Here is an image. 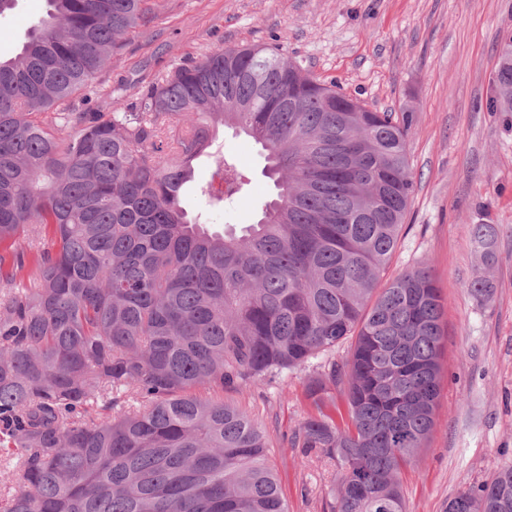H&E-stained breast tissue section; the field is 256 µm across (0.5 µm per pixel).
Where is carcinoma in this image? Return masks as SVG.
Masks as SVG:
<instances>
[{"instance_id":"1","label":"carcinoma","mask_w":512,"mask_h":512,"mask_svg":"<svg viewBox=\"0 0 512 512\" xmlns=\"http://www.w3.org/2000/svg\"><path fill=\"white\" fill-rule=\"evenodd\" d=\"M47 2L0 53V508L288 512L266 429L224 389L348 341L307 379L293 447L339 469L327 512H405L444 340L428 267L379 287L414 191L412 113L259 45L178 64L129 108L76 112L148 0ZM495 84L512 112V37ZM220 125L262 146L277 189L240 235L181 202ZM219 175L250 183L227 159ZM470 233L492 265L494 225ZM446 512H512V463Z\"/></svg>"}]
</instances>
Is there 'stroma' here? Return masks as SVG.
<instances>
[{"label":"stroma","mask_w":512,"mask_h":512,"mask_svg":"<svg viewBox=\"0 0 512 512\" xmlns=\"http://www.w3.org/2000/svg\"><path fill=\"white\" fill-rule=\"evenodd\" d=\"M153 17L127 37L98 77L115 107L134 103L160 74L226 47L266 45L311 75L378 111L413 115L408 154L414 192L392 279L428 264L444 298L441 394L432 434L402 475L406 512H444L460 489L512 462V112L492 111L503 41L512 36V0H152ZM47 0H16L0 15V49H18L47 14ZM218 151L250 184L227 201L202 195L218 183L215 158L201 157L184 204L209 230L253 223L275 188L265 153L233 129ZM495 224L494 264L470 236ZM490 275L488 297L468 284ZM308 370L265 377L225 402L267 428L269 462L289 512H324L334 469L302 454L292 437L309 409Z\"/></svg>","instance_id":"1"}]
</instances>
